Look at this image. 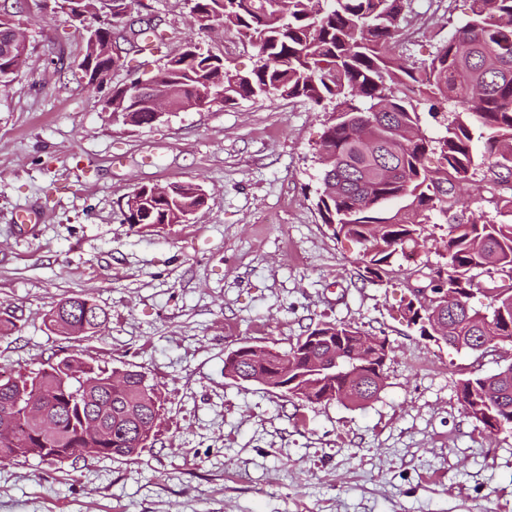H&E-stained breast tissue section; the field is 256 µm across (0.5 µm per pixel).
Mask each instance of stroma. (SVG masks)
<instances>
[{
    "label": "stroma",
    "mask_w": 512,
    "mask_h": 512,
    "mask_svg": "<svg viewBox=\"0 0 512 512\" xmlns=\"http://www.w3.org/2000/svg\"><path fill=\"white\" fill-rule=\"evenodd\" d=\"M168 52L199 42L241 70L248 40L190 23L188 0H135ZM469 0H407L399 52L430 59ZM29 55L0 90V374L74 352L134 369L163 404L151 447L134 460L0 463V512H512V428L492 434L465 413L462 380L512 364V344L473 352L421 337L404 307L410 271L443 265L433 216L413 262L377 283L358 243L316 206L326 130L302 99H238L113 122L79 76L81 31L45 0H21ZM193 182L191 222L127 224L143 185ZM84 296L108 314L68 338L47 315ZM385 338L384 386L358 405L307 404L224 373L242 342L280 352L321 323Z\"/></svg>",
    "instance_id": "35a3bbf8"
}]
</instances>
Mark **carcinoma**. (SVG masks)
<instances>
[{
    "label": "carcinoma",
    "instance_id": "carcinoma-1",
    "mask_svg": "<svg viewBox=\"0 0 512 512\" xmlns=\"http://www.w3.org/2000/svg\"><path fill=\"white\" fill-rule=\"evenodd\" d=\"M198 30L224 25L227 32L244 33L257 48V61L246 72L197 43L171 56L151 80L168 104L179 109L184 100L217 95L223 101L264 96L301 98L324 112L327 131L320 143L322 178L333 181L337 195L317 201L323 222L334 225L338 236L362 245V279L376 282L387 273L390 259L403 257L418 245L423 225L435 212L451 217L446 278L442 286L456 294L458 303L448 313L450 330L443 342L458 349H472L483 327L490 322L499 330L511 329L512 278L503 284L491 281L494 291L484 310L469 300L476 272L493 256L512 269V193L498 187L512 179V27L503 28L498 18L512 24V0H470L469 19L457 27L428 62L408 65L395 53L404 19L405 0H190ZM248 6H243V3ZM81 13L99 27L98 43H86L82 80L97 90L89 72L112 65L108 56L112 39L121 38L125 25L103 10L101 0H76ZM135 40L152 44L160 52L167 37L158 28H144ZM12 48L11 28L0 22V74L18 63ZM128 85L112 89L106 100L113 120L137 126L152 111L150 93L131 95ZM453 104L452 119L438 138L428 137L421 127L419 108L429 105L433 118ZM484 140L487 171L483 181L491 194L495 216L470 211L462 187L474 175V138ZM437 155L440 165L431 171L426 155ZM205 194L199 185L184 183L166 200L151 199L144 216L148 223L180 224L187 207H201ZM81 300H60L48 317L49 327L66 324L68 334H91L94 323L104 325L99 307L84 315L75 308ZM329 336L356 340L359 330L346 324H323ZM356 372L344 363L335 379L320 391L346 388ZM118 373L96 367L80 354L64 366H49L29 374L0 378V405L22 393L51 394L61 388L90 387L91 394L111 402L107 430L111 439L87 440L80 432V413L73 405L72 417L58 432L36 441L28 421L17 419L14 445L0 444V462L14 458L51 456V448H71L70 459L109 458V449L121 447L130 410L151 420L160 416L157 389L145 382L138 370H124V384H112ZM359 377L368 385L366 398L383 388V366L378 360L362 369ZM460 401L466 414L485 423L491 414L497 427L512 425V364L491 376H476L460 386Z\"/></svg>",
    "mask_w": 512,
    "mask_h": 512
}]
</instances>
